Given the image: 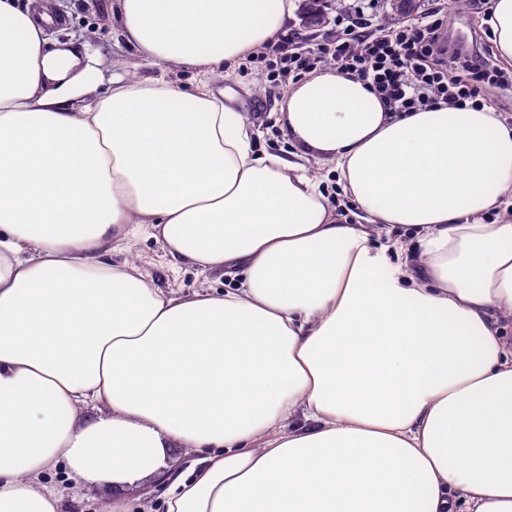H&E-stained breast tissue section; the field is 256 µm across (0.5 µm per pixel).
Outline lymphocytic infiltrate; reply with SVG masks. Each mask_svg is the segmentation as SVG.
<instances>
[{
    "mask_svg": "<svg viewBox=\"0 0 512 512\" xmlns=\"http://www.w3.org/2000/svg\"><path fill=\"white\" fill-rule=\"evenodd\" d=\"M438 14L433 8L417 22L374 34L367 32L359 8L332 47L303 55L281 45L275 53L282 71L298 75L310 70L316 57L330 58L336 70L369 82L394 112L439 103L478 107L483 87L511 89L512 78L493 65L483 47L474 43L461 52L448 51Z\"/></svg>",
    "mask_w": 512,
    "mask_h": 512,
    "instance_id": "1",
    "label": "lymphocytic infiltrate"
}]
</instances>
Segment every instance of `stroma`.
Masks as SVG:
<instances>
[{"label": "stroma", "mask_w": 512, "mask_h": 512, "mask_svg": "<svg viewBox=\"0 0 512 512\" xmlns=\"http://www.w3.org/2000/svg\"><path fill=\"white\" fill-rule=\"evenodd\" d=\"M49 7L62 14L67 23L59 37L63 40H89L96 44L102 56L105 75H143L150 73L149 64L123 39L112 33V24L106 18L110 0H47ZM306 0H296V9L286 22L284 34L293 36L294 48L305 51L328 46L340 35L342 21L354 11L355 0H320L319 8L324 20L319 24L308 23L305 13ZM271 58L257 54L241 62L225 85L233 90L234 107L250 113L261 131L255 142L257 152L286 154L292 147L281 131L277 120L284 89L291 84V77L271 78ZM145 271L150 273L161 287H174L184 295H191L202 288L225 289L233 282L223 274H203L188 267L179 274L162 268L159 255L161 245L149 235H142L130 244ZM54 482L63 489V512H109L113 501L126 498L140 499L142 512H160L162 508L161 487L150 484L128 485L121 489L109 485L87 487L80 481L67 478L64 472L53 474Z\"/></svg>", "instance_id": "stroma-1"}]
</instances>
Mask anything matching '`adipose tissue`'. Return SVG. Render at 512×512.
<instances>
[{
  "label": "adipose tissue",
  "instance_id": "adipose-tissue-1",
  "mask_svg": "<svg viewBox=\"0 0 512 512\" xmlns=\"http://www.w3.org/2000/svg\"><path fill=\"white\" fill-rule=\"evenodd\" d=\"M294 10L117 0L157 72L107 80L0 0V512H59L57 469L164 485L165 512H512V125L325 69L284 93L295 152L256 155L213 79ZM487 24L512 66V0ZM143 229L240 287L160 288L115 256Z\"/></svg>",
  "mask_w": 512,
  "mask_h": 512
}]
</instances>
